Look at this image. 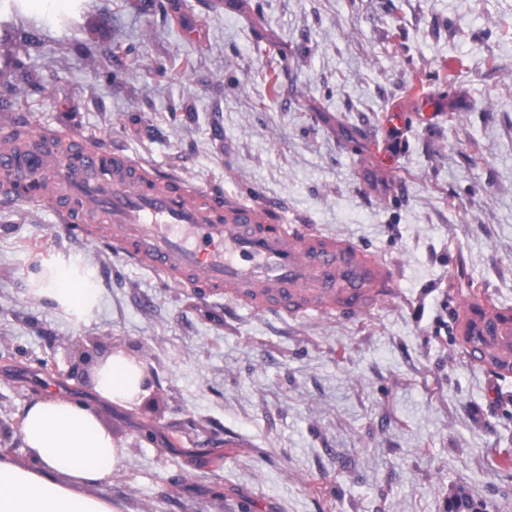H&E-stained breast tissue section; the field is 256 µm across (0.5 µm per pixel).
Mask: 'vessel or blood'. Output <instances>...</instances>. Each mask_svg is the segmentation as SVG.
I'll list each match as a JSON object with an SVG mask.
<instances>
[{
	"label": "vessel or blood",
	"mask_w": 512,
	"mask_h": 512,
	"mask_svg": "<svg viewBox=\"0 0 512 512\" xmlns=\"http://www.w3.org/2000/svg\"><path fill=\"white\" fill-rule=\"evenodd\" d=\"M0 199L34 200L71 228L110 226L121 259L176 274L200 296H224L273 315H367L394 294L385 261L353 243L289 224L268 208L189 186L180 177L66 130L0 128ZM462 309L469 363L512 373V311Z\"/></svg>",
	"instance_id": "obj_1"
}]
</instances>
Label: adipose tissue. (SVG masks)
<instances>
[{"instance_id":"obj_1","label":"adipose tissue","mask_w":512,"mask_h":512,"mask_svg":"<svg viewBox=\"0 0 512 512\" xmlns=\"http://www.w3.org/2000/svg\"><path fill=\"white\" fill-rule=\"evenodd\" d=\"M33 294L89 322L101 303L90 269L72 260L49 264L32 278ZM150 376L143 364L121 353L99 359L92 387L104 400L132 403L146 395ZM17 459L0 452V512H119L100 495L120 472L127 450L112 437L98 409L48 395L23 411Z\"/></svg>"}]
</instances>
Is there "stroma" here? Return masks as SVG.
Listing matches in <instances>:
<instances>
[{
	"mask_svg": "<svg viewBox=\"0 0 512 512\" xmlns=\"http://www.w3.org/2000/svg\"><path fill=\"white\" fill-rule=\"evenodd\" d=\"M139 4L0 16V124L269 206L395 265L398 288L359 319L257 312L0 202V448L24 456L23 410L54 391L127 448L102 490L120 512H512V375L466 362L448 307L474 282L512 308V0ZM69 260L101 291L86 324L30 294ZM91 339L151 370L148 394L98 404L69 374Z\"/></svg>",
	"mask_w": 512,
	"mask_h": 512,
	"instance_id": "obj_1",
	"label": "stroma"
}]
</instances>
